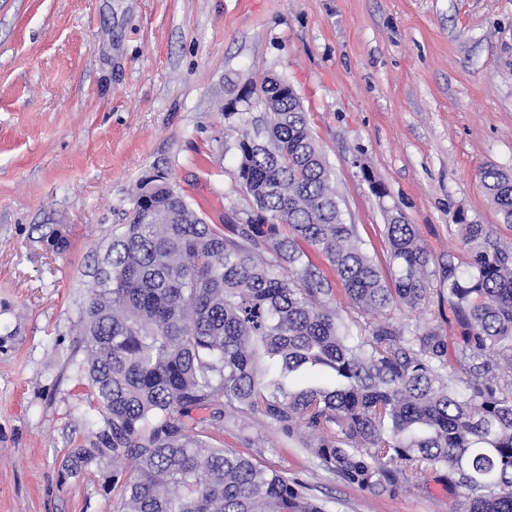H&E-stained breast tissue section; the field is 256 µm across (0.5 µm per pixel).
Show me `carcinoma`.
<instances>
[{
    "label": "carcinoma",
    "instance_id": "1",
    "mask_svg": "<svg viewBox=\"0 0 512 512\" xmlns=\"http://www.w3.org/2000/svg\"><path fill=\"white\" fill-rule=\"evenodd\" d=\"M256 91L266 136L249 117L237 140L244 217L210 224L173 187L97 261L80 336L105 429L71 466L112 457V512H330L258 460L268 428L371 495L444 481L454 512H512V251L460 224L469 261L438 283L462 335L379 319L434 293L426 249L390 208L385 278L342 218L293 85L266 76ZM480 178L512 224V175ZM334 278L371 320L339 313ZM313 371L329 381L295 383ZM226 432L241 448L224 447Z\"/></svg>",
    "mask_w": 512,
    "mask_h": 512
}]
</instances>
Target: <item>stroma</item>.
I'll return each instance as SVG.
<instances>
[{
    "instance_id": "obj_1",
    "label": "stroma",
    "mask_w": 512,
    "mask_h": 512,
    "mask_svg": "<svg viewBox=\"0 0 512 512\" xmlns=\"http://www.w3.org/2000/svg\"><path fill=\"white\" fill-rule=\"evenodd\" d=\"M268 75L300 95L342 217L381 270L392 205L431 271L465 262L459 216L512 248L479 178L512 173V0H0V512H112L111 458L64 467L105 428L80 384L94 264L153 170L209 223L247 210L242 116L225 106ZM390 319L460 333L436 296ZM267 438L266 459L332 512L455 503L436 483L368 495Z\"/></svg>"
}]
</instances>
